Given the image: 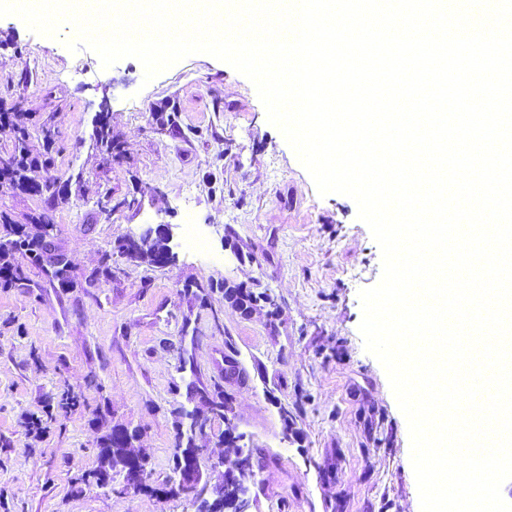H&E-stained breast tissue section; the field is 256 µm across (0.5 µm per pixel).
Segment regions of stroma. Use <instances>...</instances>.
Returning <instances> with one entry per match:
<instances>
[{
    "label": "stroma",
    "mask_w": 512,
    "mask_h": 512,
    "mask_svg": "<svg viewBox=\"0 0 512 512\" xmlns=\"http://www.w3.org/2000/svg\"><path fill=\"white\" fill-rule=\"evenodd\" d=\"M70 29L46 37L0 17V98L29 114V148L52 160L31 176L65 202L49 207L0 182V211L37 233L50 212L70 287L26 256L28 288H0V512H195L157 489L172 474L188 384L225 385L259 448L247 482L254 512H421L408 423L365 348L359 292L382 276L369 227L344 195L320 196L253 83L197 53L145 80L132 57L103 68ZM28 82H21V73ZM107 110L119 150L91 148ZM176 114V127L161 120ZM155 224L172 227V264L117 251ZM195 225L207 254L185 246ZM233 236L252 259L224 249ZM267 292L244 319L225 279ZM235 349L245 379L224 380ZM77 405L61 407L64 391ZM136 430L152 491L102 489L88 475L112 427Z\"/></svg>",
    "instance_id": "35a3bbf8"
}]
</instances>
